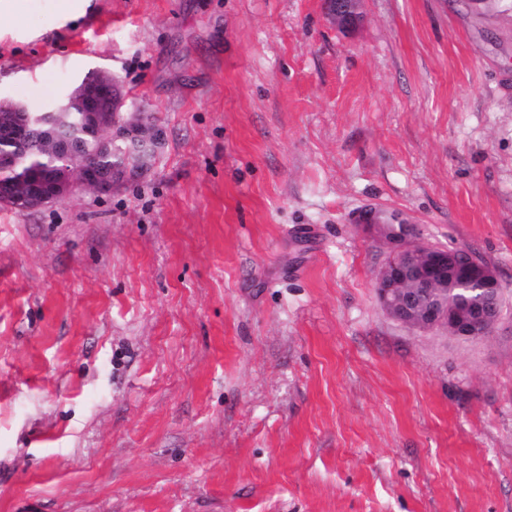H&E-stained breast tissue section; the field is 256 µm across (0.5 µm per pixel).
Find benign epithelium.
<instances>
[{"instance_id": "obj_1", "label": "benign epithelium", "mask_w": 512, "mask_h": 512, "mask_svg": "<svg viewBox=\"0 0 512 512\" xmlns=\"http://www.w3.org/2000/svg\"><path fill=\"white\" fill-rule=\"evenodd\" d=\"M329 18L341 28L351 29L361 21L359 0H323ZM123 102L120 81L104 70L96 80H78L58 102L54 111L68 112L75 106L83 112L85 132L94 138L140 141L158 151L164 132L157 125L132 118L118 121L111 104ZM42 134L50 144V155L62 164L50 166L36 179H26L29 194L26 208L41 209L58 203L78 189L98 196L112 194L141 168L107 173L82 160L80 147L68 137H56L37 122L0 121L3 140L25 144ZM361 228L382 242L386 260L376 276V293L381 309L394 321L421 331L443 329L464 340L489 335L501 315L503 284L497 270L467 248H457L460 259L448 262V249L422 238L420 228L408 218L402 229L386 224H363ZM478 294L474 300L466 293Z\"/></svg>"}]
</instances>
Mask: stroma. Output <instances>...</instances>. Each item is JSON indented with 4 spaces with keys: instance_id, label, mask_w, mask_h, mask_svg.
Listing matches in <instances>:
<instances>
[{
    "instance_id": "stroma-1",
    "label": "stroma",
    "mask_w": 512,
    "mask_h": 512,
    "mask_svg": "<svg viewBox=\"0 0 512 512\" xmlns=\"http://www.w3.org/2000/svg\"><path fill=\"white\" fill-rule=\"evenodd\" d=\"M0 99L89 70L165 143L0 207V512H512V0H9ZM373 204L471 249L492 333L389 319ZM329 18L341 28L351 29L361 21L359 0H324Z\"/></svg>"
}]
</instances>
